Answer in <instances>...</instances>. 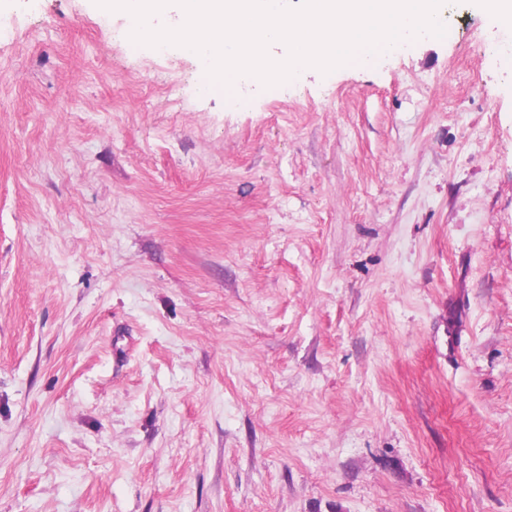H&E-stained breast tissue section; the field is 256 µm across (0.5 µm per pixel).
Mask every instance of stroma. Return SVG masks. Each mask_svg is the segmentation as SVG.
Returning <instances> with one entry per match:
<instances>
[{"label":"stroma","mask_w":512,"mask_h":512,"mask_svg":"<svg viewBox=\"0 0 512 512\" xmlns=\"http://www.w3.org/2000/svg\"><path fill=\"white\" fill-rule=\"evenodd\" d=\"M202 91L0 0V512H512V28Z\"/></svg>","instance_id":"35a3bbf8"}]
</instances>
